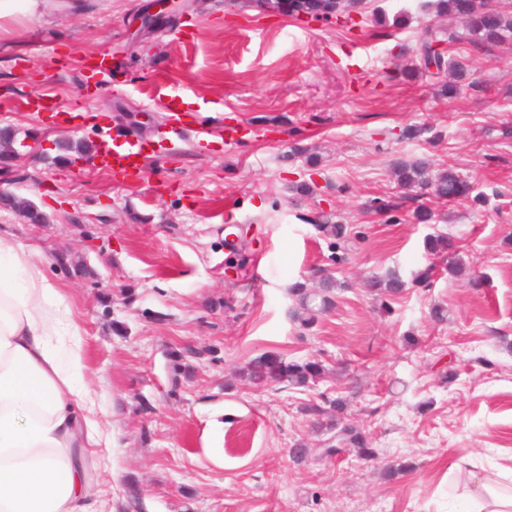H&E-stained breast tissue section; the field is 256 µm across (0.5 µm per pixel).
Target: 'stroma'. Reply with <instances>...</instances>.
<instances>
[{
    "mask_svg": "<svg viewBox=\"0 0 512 512\" xmlns=\"http://www.w3.org/2000/svg\"><path fill=\"white\" fill-rule=\"evenodd\" d=\"M186 4L98 0L0 39V127L39 144L35 160L0 167V189L48 217L32 225L0 207V236L38 248L80 332L84 381L115 431L91 472L101 512H128L132 485L143 512H465L469 475L512 465V40L452 45L468 72L450 98L412 70L438 23L432 0H362L349 29L246 0ZM160 10L163 29L132 43L141 16ZM94 53L122 72L91 94ZM173 96L188 103L175 142ZM31 98L84 101L113 132H135L151 147L137 176L59 163L56 141L91 142L96 128L49 124L20 109ZM410 126L422 135L406 139ZM418 158L454 164L486 203L427 199L428 224L409 202L370 210L396 193L393 162ZM321 211L351 229L341 262L312 224ZM435 233L459 240L468 272L415 284ZM62 246L87 276L55 264ZM391 273L408 283L398 294L362 286ZM327 275L332 304L303 326L289 288ZM187 345L203 354L184 376L171 354ZM265 353L325 372L308 388L242 379ZM334 399L344 410L328 409ZM313 403L326 413L308 416ZM348 423L377 460L351 447L324 455Z\"/></svg>",
    "mask_w": 512,
    "mask_h": 512,
    "instance_id": "35a3bbf8",
    "label": "stroma"
}]
</instances>
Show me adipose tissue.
<instances>
[{"mask_svg":"<svg viewBox=\"0 0 512 512\" xmlns=\"http://www.w3.org/2000/svg\"><path fill=\"white\" fill-rule=\"evenodd\" d=\"M82 0H0V35L19 37ZM35 247L0 238V512H98L88 448L101 442L78 352L52 338L78 336ZM467 512H512V492L470 478Z\"/></svg>","mask_w":512,"mask_h":512,"instance_id":"adipose-tissue-1","label":"adipose tissue"}]
</instances>
